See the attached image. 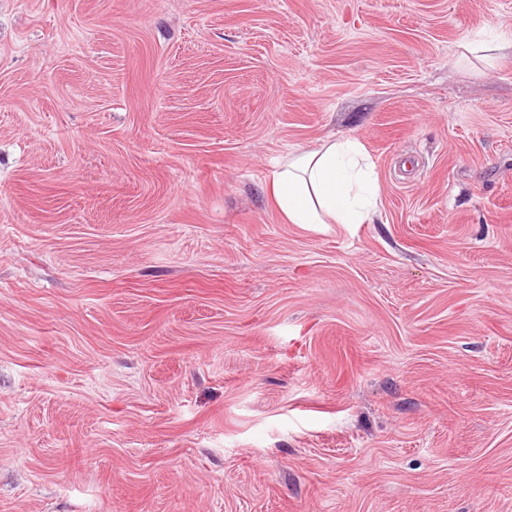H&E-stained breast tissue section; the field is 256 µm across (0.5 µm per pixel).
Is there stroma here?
<instances>
[{"label": "stroma", "instance_id": "stroma-1", "mask_svg": "<svg viewBox=\"0 0 512 512\" xmlns=\"http://www.w3.org/2000/svg\"><path fill=\"white\" fill-rule=\"evenodd\" d=\"M512 0H0V512H512ZM357 139L367 224L276 160ZM491 46L485 49L486 46ZM460 57L467 59L469 55L477 52L493 51L495 53L493 60H499L504 57L512 56V31L493 29L490 32H479L472 38L463 41L460 44ZM290 224H366L377 211L379 184L357 140H329L279 161L268 184Z\"/></svg>", "mask_w": 512, "mask_h": 512}]
</instances>
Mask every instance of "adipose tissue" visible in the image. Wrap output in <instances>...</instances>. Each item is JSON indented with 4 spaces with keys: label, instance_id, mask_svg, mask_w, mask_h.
I'll use <instances>...</instances> for the list:
<instances>
[{
    "label": "adipose tissue",
    "instance_id": "obj_1",
    "mask_svg": "<svg viewBox=\"0 0 512 512\" xmlns=\"http://www.w3.org/2000/svg\"><path fill=\"white\" fill-rule=\"evenodd\" d=\"M269 195L291 224H363L379 204V184L363 146L330 140L279 161Z\"/></svg>",
    "mask_w": 512,
    "mask_h": 512
}]
</instances>
